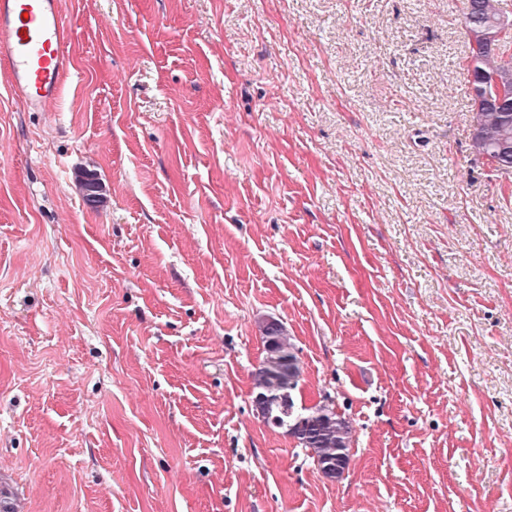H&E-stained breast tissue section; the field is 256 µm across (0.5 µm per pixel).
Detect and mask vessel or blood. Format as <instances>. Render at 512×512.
I'll use <instances>...</instances> for the list:
<instances>
[{
	"mask_svg": "<svg viewBox=\"0 0 512 512\" xmlns=\"http://www.w3.org/2000/svg\"><path fill=\"white\" fill-rule=\"evenodd\" d=\"M70 38L57 0H0V62L30 111H47L58 99L69 71Z\"/></svg>",
	"mask_w": 512,
	"mask_h": 512,
	"instance_id": "vessel-or-blood-1",
	"label": "vessel or blood"
}]
</instances>
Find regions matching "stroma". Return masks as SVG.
<instances>
[{
	"label": "stroma",
	"mask_w": 512,
	"mask_h": 512,
	"mask_svg": "<svg viewBox=\"0 0 512 512\" xmlns=\"http://www.w3.org/2000/svg\"><path fill=\"white\" fill-rule=\"evenodd\" d=\"M461 8L60 0L53 110L0 71L1 500L512 512V174ZM268 318L351 425L338 480L252 407ZM492 104L483 112L480 110L491 100L476 96L474 116L479 115V128L476 119L472 124L471 153L475 160L488 166L492 172L511 173L512 171V96L510 101L496 105V92L492 90ZM472 116V122L474 119Z\"/></svg>",
	"instance_id": "1"
}]
</instances>
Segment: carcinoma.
I'll return each mask as SVG.
<instances>
[{
	"label": "carcinoma",
	"instance_id": "1",
	"mask_svg": "<svg viewBox=\"0 0 512 512\" xmlns=\"http://www.w3.org/2000/svg\"><path fill=\"white\" fill-rule=\"evenodd\" d=\"M503 0H463L460 19L467 52L461 58V69L474 79L488 82L498 71L512 73V40L493 48L471 40V34L494 24L507 10ZM493 104L479 115V127L472 129L471 153L475 160L493 172L512 171V100ZM265 355L254 372V393L269 398L265 423L273 428L294 427L291 435L310 452L323 470L334 465L342 473L348 468L351 447V425L334 408L296 410L294 393L301 382V369L296 347L277 322L261 323Z\"/></svg>",
	"mask_w": 512,
	"mask_h": 512
}]
</instances>
